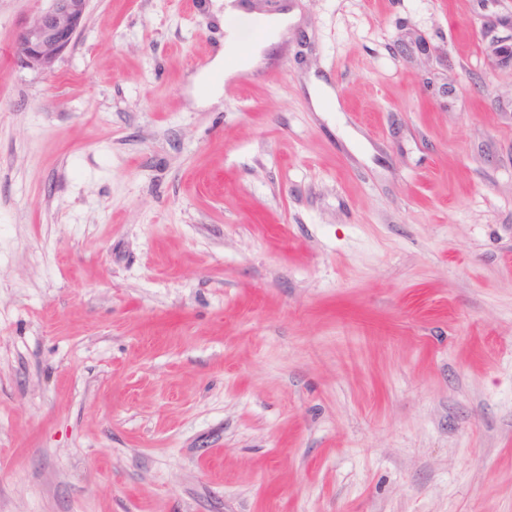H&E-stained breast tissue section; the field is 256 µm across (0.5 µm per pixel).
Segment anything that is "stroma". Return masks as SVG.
<instances>
[{
  "label": "stroma",
  "mask_w": 512,
  "mask_h": 512,
  "mask_svg": "<svg viewBox=\"0 0 512 512\" xmlns=\"http://www.w3.org/2000/svg\"><path fill=\"white\" fill-rule=\"evenodd\" d=\"M224 2L0 0V512H512V0ZM49 2L50 6L28 21L16 36L14 59L20 68L52 72L75 44L84 25L90 0ZM241 13L242 12L240 11L229 9L224 15V25L226 24V19L228 17L229 35L227 40H224V47L216 57L215 70L217 71L222 69L224 65V57L226 56H235L238 61V65L240 64L239 68L241 69L254 66L261 60V54L264 49L280 42V34L288 24L287 14H281L271 18L268 22L266 33L261 38L258 46L241 52L238 31L232 23V21Z\"/></svg>",
  "instance_id": "stroma-1"
}]
</instances>
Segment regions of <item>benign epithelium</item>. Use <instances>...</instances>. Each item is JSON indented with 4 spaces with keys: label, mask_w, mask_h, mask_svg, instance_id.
Here are the masks:
<instances>
[{
    "label": "benign epithelium",
    "mask_w": 512,
    "mask_h": 512,
    "mask_svg": "<svg viewBox=\"0 0 512 512\" xmlns=\"http://www.w3.org/2000/svg\"><path fill=\"white\" fill-rule=\"evenodd\" d=\"M50 6L39 12L18 32L15 63L23 69L42 73L54 70L58 60L75 44L90 0H49Z\"/></svg>",
    "instance_id": "obj_1"
}]
</instances>
